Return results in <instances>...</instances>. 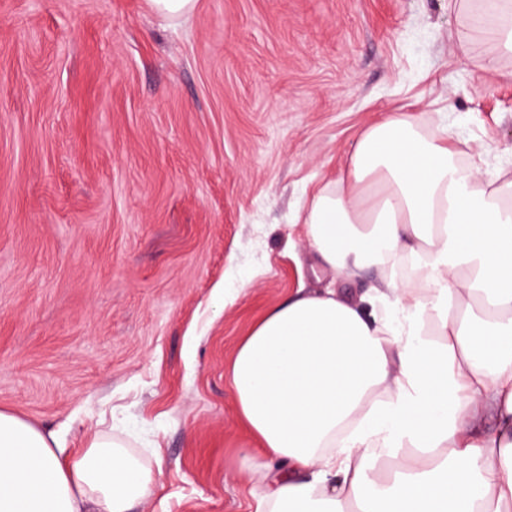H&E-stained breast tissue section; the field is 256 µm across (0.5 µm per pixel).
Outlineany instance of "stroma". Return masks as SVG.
Segmentation results:
<instances>
[{"label":"stroma","mask_w":512,"mask_h":512,"mask_svg":"<svg viewBox=\"0 0 512 512\" xmlns=\"http://www.w3.org/2000/svg\"><path fill=\"white\" fill-rule=\"evenodd\" d=\"M512 69L449 0H0V410L154 467L132 512H253L237 346L314 277L296 222L362 131L512 173ZM152 6L169 17H182L193 11L196 0H150Z\"/></svg>","instance_id":"1"}]
</instances>
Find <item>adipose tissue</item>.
<instances>
[{"label":"adipose tissue","mask_w":512,"mask_h":512,"mask_svg":"<svg viewBox=\"0 0 512 512\" xmlns=\"http://www.w3.org/2000/svg\"><path fill=\"white\" fill-rule=\"evenodd\" d=\"M470 22L512 52V0ZM304 227L323 271L379 284L297 290L240 342L230 386L267 478L254 512H512V180L475 178L447 130L394 112ZM153 486L119 436L65 465L53 434L0 411V512H131Z\"/></svg>","instance_id":"ef3b65f1"}]
</instances>
